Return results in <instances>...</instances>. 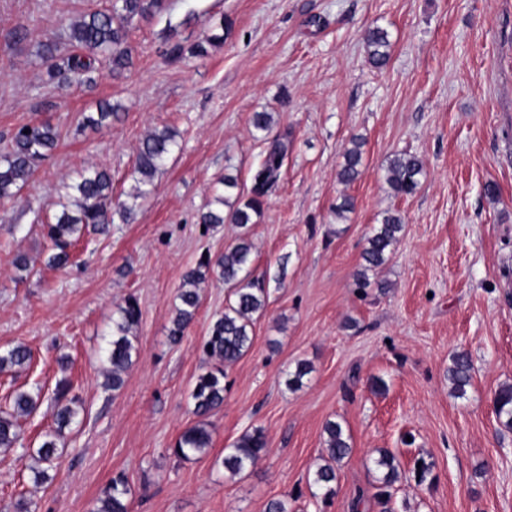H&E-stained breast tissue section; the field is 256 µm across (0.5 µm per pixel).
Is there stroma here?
I'll list each match as a JSON object with an SVG mask.
<instances>
[{"label":"stroma","mask_w":512,"mask_h":512,"mask_svg":"<svg viewBox=\"0 0 512 512\" xmlns=\"http://www.w3.org/2000/svg\"><path fill=\"white\" fill-rule=\"evenodd\" d=\"M111 0H0V149L18 126L46 119L60 141L35 179L0 199V350L26 345L29 369L0 372V410L16 391L50 390L68 377L80 398L59 441L51 482L34 485L19 451L0 452V508L91 512L124 475L130 512H266L288 499L293 512H512V431L493 399L512 385V0H163L129 38L133 64L100 70L92 88L44 83L39 43ZM390 33L387 65L368 64L362 35ZM224 41L206 56V35ZM185 53L173 62L172 44ZM118 119L81 130L99 101ZM287 134L282 176L250 225L253 270L269 291L247 354L224 380L211 416L208 454L171 452L197 421L190 392L202 344L228 290L210 277L180 344L169 341L184 276L235 237L232 225H201L225 174L248 194L263 144L252 112ZM169 127L179 148L131 223L81 238L71 261L52 267L35 215L67 200L74 171L112 176L113 201L131 202L136 149L146 132ZM365 139L361 179H336L350 138ZM419 156L424 176L412 197L393 196L384 166ZM498 187L496 197L484 192ZM353 197L347 219L332 211ZM403 230L379 272L386 291L359 292L354 274L366 238L385 211ZM26 255L30 269L18 271ZM142 310L138 356L120 391L104 386L102 349L116 306ZM468 352L465 395L448 379L452 354ZM312 371L299 389L297 362ZM383 379L384 393L370 381ZM343 423L352 453L337 471L330 504L308 490L327 420ZM262 429L269 451L238 476L221 460L245 431ZM375 448L402 470L433 465L424 484L397 482L388 505L373 497ZM359 509H352L353 500Z\"/></svg>","instance_id":"stroma-1"}]
</instances>
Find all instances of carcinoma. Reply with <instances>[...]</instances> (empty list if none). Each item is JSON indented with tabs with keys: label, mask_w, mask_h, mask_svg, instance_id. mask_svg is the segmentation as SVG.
<instances>
[{
	"label": "carcinoma",
	"mask_w": 512,
	"mask_h": 512,
	"mask_svg": "<svg viewBox=\"0 0 512 512\" xmlns=\"http://www.w3.org/2000/svg\"><path fill=\"white\" fill-rule=\"evenodd\" d=\"M160 0H112L104 11L81 15L65 29V36L42 43L38 55L46 65V82L58 86L71 84L91 86L96 82L100 66L108 65L119 73L131 64L127 46L130 29L141 19L154 13ZM369 64L374 68L385 66L390 57L389 32L379 26L369 28L363 36ZM119 117L118 108L108 102L98 111L85 115L80 126L98 129ZM251 126L261 134L264 144L262 160L252 174V186L245 198L231 193L238 188L237 177L224 175V204L227 211L209 210L200 216L202 224H234L240 233L224 252L215 257H205L198 266L185 275L184 288L178 294L179 304L169 328L170 340L180 343L200 307L199 285L215 273L229 288L224 313L212 324L202 350L205 371L198 375L191 398L193 414L200 418L187 428L172 447L174 455L188 459L204 454L212 444V435L204 418L224 404L225 368L239 361L250 349L253 326L267 307L268 292L263 279L253 274V245L249 239L248 225L261 216L266 198L279 181L287 145L282 134L271 135L273 114L264 110L252 113ZM59 130L46 120H34L19 126L11 135L10 146L0 153V199L13 197L33 179L38 162L48 157L57 147ZM364 138L354 136L342 153V162L336 172L337 181L351 185L364 173ZM179 147L177 133L169 128L152 130L141 140L136 154L134 173L138 183L134 199H145L151 193L156 176L163 170L171 155ZM385 182L396 197H411L418 191L424 174L423 161L415 154L402 152L389 159ZM69 189L73 195L55 221L45 224L46 236L53 253L48 265L60 267L69 260V248L83 236L106 233L114 215L127 223L134 208L124 202L112 205V177L98 169H85L72 179ZM403 221L399 213L382 214L366 238L362 253L363 264L355 273V284L364 289L370 286L386 288L385 281L372 282L370 273L385 265L399 242ZM141 320L138 302L128 298L116 308L112 320V340L107 342L105 357L107 369L105 386L114 392L124 385V376L134 363L137 354L135 331ZM31 362V353L23 345L0 351V372L7 369H25ZM473 364L469 355L460 352L452 357L448 380L453 390L462 394L471 384ZM42 388L18 391L13 398L12 411H0V450L16 447L20 440L17 419L31 415L42 400ZM50 407L56 428L41 435L38 446L24 449L37 466L30 468L34 484L41 485L51 479L50 471L58 459L57 439L62 430L71 425L79 415V398L72 393V384L66 379L58 381L50 396ZM494 407L500 424L512 429V386L499 389L494 397ZM324 433V463L317 466L309 479L312 496L329 501L336 493L334 484L337 468L352 451L351 437L343 424L326 421ZM268 442L261 429L243 433L224 451L222 465L232 476L240 475L254 467L267 454ZM371 463L378 473L375 497L391 498V489L402 477L400 462L388 448H375ZM130 489L124 475L112 478L109 486L92 509V512H129Z\"/></svg>",
	"instance_id": "1"
}]
</instances>
